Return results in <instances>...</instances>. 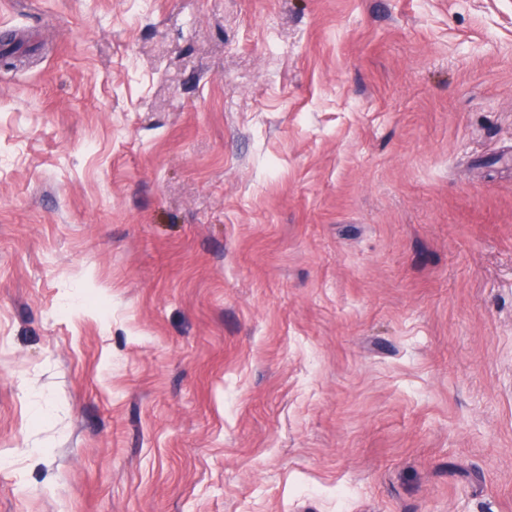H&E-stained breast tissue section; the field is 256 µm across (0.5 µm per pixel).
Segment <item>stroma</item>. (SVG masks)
Masks as SVG:
<instances>
[{
  "label": "stroma",
  "instance_id": "1",
  "mask_svg": "<svg viewBox=\"0 0 512 512\" xmlns=\"http://www.w3.org/2000/svg\"><path fill=\"white\" fill-rule=\"evenodd\" d=\"M0 512H512V0H0Z\"/></svg>",
  "mask_w": 512,
  "mask_h": 512
}]
</instances>
